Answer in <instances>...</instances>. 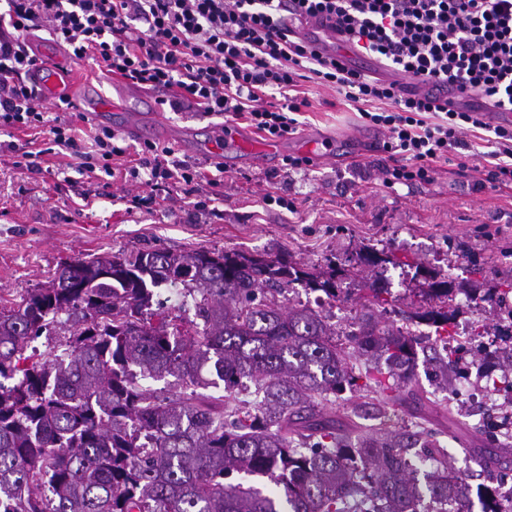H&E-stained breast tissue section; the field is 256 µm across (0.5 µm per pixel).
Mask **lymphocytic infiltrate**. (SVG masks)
<instances>
[{
  "label": "lymphocytic infiltrate",
  "instance_id": "lymphocytic-infiltrate-1",
  "mask_svg": "<svg viewBox=\"0 0 512 512\" xmlns=\"http://www.w3.org/2000/svg\"><path fill=\"white\" fill-rule=\"evenodd\" d=\"M0 10V128L35 129L77 159L86 174L111 172L127 148L109 128L91 131L85 152L70 119L46 118L32 73L39 60L27 37L46 30L132 85L164 92L171 111H196L245 121L277 138L295 134L308 77L336 88L361 116L386 134L384 147L400 165L386 184L427 181L449 154L468 149V133L491 129L486 153L495 178L512 183V127H488L481 111L436 96L405 97L395 82L325 57L297 39L289 12L335 18L345 43L426 84H454L493 108L512 112V0H5ZM381 109L366 110V103ZM171 147L144 143L137 167L145 186L177 189L217 180L202 167L173 159Z\"/></svg>",
  "mask_w": 512,
  "mask_h": 512
}]
</instances>
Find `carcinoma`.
<instances>
[{
  "label": "carcinoma",
  "mask_w": 512,
  "mask_h": 512,
  "mask_svg": "<svg viewBox=\"0 0 512 512\" xmlns=\"http://www.w3.org/2000/svg\"><path fill=\"white\" fill-rule=\"evenodd\" d=\"M292 283L336 300L334 270L138 250L67 262L0 304V512H421L409 457L443 449L408 432L347 444L326 411L361 379L400 400L417 339L363 315L355 344L374 365L357 375L321 312L276 298ZM179 284L173 316L154 289ZM422 293L426 305L408 317L445 330L453 288L432 281ZM61 315L72 322L67 348L43 360L32 343ZM167 376L230 393L250 383L254 399L228 409L139 383ZM234 472L277 490L226 482ZM425 482L440 506L464 486L446 468Z\"/></svg>",
  "instance_id": "obj_1"
}]
</instances>
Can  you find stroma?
<instances>
[{
	"instance_id": "1",
	"label": "stroma",
	"mask_w": 512,
	"mask_h": 512,
	"mask_svg": "<svg viewBox=\"0 0 512 512\" xmlns=\"http://www.w3.org/2000/svg\"><path fill=\"white\" fill-rule=\"evenodd\" d=\"M299 89L309 102L300 131L334 136L333 159L316 157L285 171V157L298 154L290 135L282 155L266 159L229 148L218 163L206 152L223 118L169 111V126L191 128L194 138L189 147L170 140L175 159L218 173L221 183L188 186L157 205L135 206L140 187L123 172L83 177L46 136L0 129V142L43 153L38 174L27 170L22 152L0 158V296L47 284L60 265L78 258L138 249L245 251L285 255L312 272L339 269L336 301L326 313L338 329L363 314L373 284L385 290L374 309L378 320L388 310L418 306L430 273L452 282L457 318L478 323L481 343L495 352L481 374L495 381L508 370L497 352L512 347V315L501 307L512 292L503 298L487 289L512 274V185L495 182L477 145L466 168L442 162L432 180L386 186L385 170L395 161L382 131L334 88L304 80ZM271 188L282 204L265 202ZM366 248L383 251L384 262L350 279L346 268ZM444 357L441 336L427 327L409 395L383 409L375 394L346 389L332 409L336 427L353 443L383 431L429 433L450 449L449 470L480 489L492 485L494 474H512V427L493 438L498 422L489 413L449 404L457 376H442Z\"/></svg>"
}]
</instances>
